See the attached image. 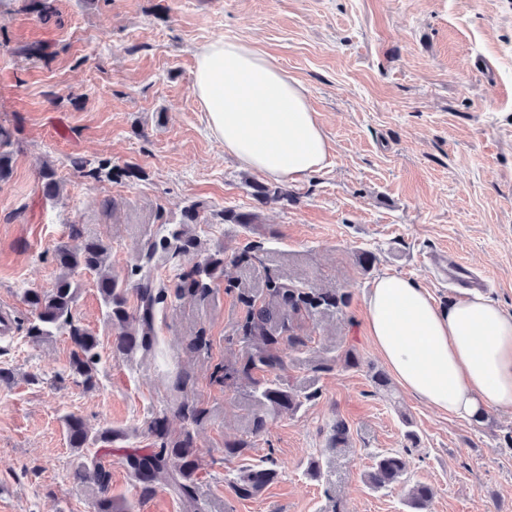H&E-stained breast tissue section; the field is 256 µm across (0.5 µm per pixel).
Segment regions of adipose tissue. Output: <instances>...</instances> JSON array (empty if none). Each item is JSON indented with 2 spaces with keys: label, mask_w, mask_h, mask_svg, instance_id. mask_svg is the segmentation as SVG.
Segmentation results:
<instances>
[{
  "label": "adipose tissue",
  "mask_w": 512,
  "mask_h": 512,
  "mask_svg": "<svg viewBox=\"0 0 512 512\" xmlns=\"http://www.w3.org/2000/svg\"><path fill=\"white\" fill-rule=\"evenodd\" d=\"M193 93L211 133L246 167L277 180L324 167L328 144L303 86L252 44L201 47ZM366 307L368 333L404 390L465 420L512 411V313L487 295L441 305L417 281L385 275Z\"/></svg>",
  "instance_id": "adipose-tissue-1"
}]
</instances>
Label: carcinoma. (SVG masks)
Masks as SVG:
<instances>
[{
  "mask_svg": "<svg viewBox=\"0 0 512 512\" xmlns=\"http://www.w3.org/2000/svg\"><path fill=\"white\" fill-rule=\"evenodd\" d=\"M9 145L10 134L0 127V180L8 178L11 172L10 154L5 150ZM75 166L82 169L84 176L95 181L111 176L138 178L141 175V170L133 166H111L102 161L94 165L80 160L75 162ZM41 185L46 198L55 199L60 195L61 180L54 166H44ZM252 189V196L260 207L270 202L288 200V191L279 186L255 182ZM204 209V203L193 202L182 209L178 223L163 226L160 237L148 245L142 263L135 267L137 281L133 285L112 274L108 264L111 253L109 244L88 240L77 249L66 244L56 246L54 261L61 274L50 288H30L23 293V300L32 314L28 336L40 340L56 332L67 335L72 345L70 372L75 382L87 390L97 386L100 362L98 339L74 315L79 296L76 276L89 272L97 274L105 316L118 329L113 342L114 354L128 356L137 350L151 351L156 345L157 305L170 295L177 299L186 295H204L213 284L224 278V254L218 250L189 268L174 265L170 284L166 287L157 285L152 265L155 253L160 249L172 260L196 254L200 242L190 234L189 225L202 223L201 213ZM221 218L226 224H256L259 222V213L227 209L221 213ZM131 289L138 300L137 309L133 313L127 307V294ZM266 296L267 301L260 305L248 295L240 296V301L247 308L241 335L253 343V350L241 370H224L226 381L235 378L238 373L249 377L255 371L274 370L290 358L291 352L305 345L299 336H290L286 340L277 336L274 325L303 313L314 316L330 308L339 312L347 303V297L343 294L320 293L311 288H298L273 280L266 285ZM252 384L255 389V410L252 413L255 434L263 432L267 426L265 412L277 408L294 410L302 405V401L315 398V394L310 393L304 395V399H299V395L283 386L278 379H267L262 383L254 380ZM174 411L193 422L199 421L204 414L195 403L184 397L174 399ZM64 423L70 447L81 451L78 478L97 487L96 512H128L126 503H119L109 495L112 473L100 455L101 449L125 439V436L110 428L94 429L83 418L72 414L65 416ZM146 431L152 438V447L135 448L123 455L126 466L138 482L139 495H152L157 483L162 480L181 501L183 512H199L195 492L197 449L192 434L186 431L179 436L172 435L164 410L152 414L146 422ZM411 453L412 449L406 446L400 450L376 454L367 474L370 487L381 490L409 481ZM278 476L277 464L272 460L265 467L238 471L228 479V483L236 497L249 499ZM432 496L433 489L417 481L410 487L407 507L410 512H424Z\"/></svg>",
  "mask_w": 512,
  "mask_h": 512,
  "instance_id": "cac0c4a2",
  "label": "carcinoma"
}]
</instances>
